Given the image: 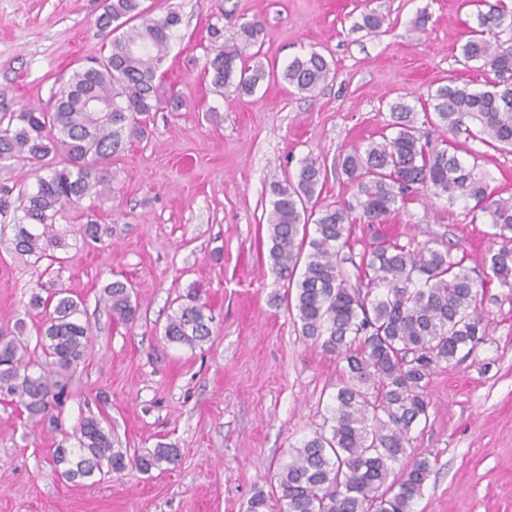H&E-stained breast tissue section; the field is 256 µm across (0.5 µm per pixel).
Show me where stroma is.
Here are the masks:
<instances>
[{"mask_svg":"<svg viewBox=\"0 0 512 512\" xmlns=\"http://www.w3.org/2000/svg\"><path fill=\"white\" fill-rule=\"evenodd\" d=\"M182 23L163 64V89L179 108L156 112L147 138L112 161V192L55 219L65 234L54 259L13 254V214L0 215V330L35 340L44 317L32 292L65 289L81 299L88 353L73 372L58 427L28 422L0 401V512H246L271 492L290 449L320 430L341 367L295 322L286 281L273 271L266 217L270 184L314 158L326 173L319 205L350 199L342 157L378 138L389 106L422 109L449 82L482 87L490 69L464 62L473 0H143ZM104 0H0V113L47 108L73 71L91 65L106 39ZM384 33L357 30L364 12ZM259 19L249 65L270 71L254 93L214 95L205 62L210 25L232 37ZM322 54L331 74L315 94L280 78L298 56ZM491 189L512 195V152L456 138ZM101 240L85 244L88 217ZM448 243L481 270L489 225L470 223L464 202L417 195L381 224L356 223L363 250L374 238ZM119 280L133 290L134 323L113 320L101 300ZM212 310V342L168 344L162 328L189 289ZM486 336L462 360L441 363L428 386L429 420L412 433L411 456L432 474L415 512H512V292L487 285L477 298ZM106 418L129 454L174 446L166 470L105 473L92 483L61 478L57 446H73L87 416Z\"/></svg>","mask_w":512,"mask_h":512,"instance_id":"35a3bbf8","label":"stroma"}]
</instances>
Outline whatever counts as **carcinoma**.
Returning <instances> with one entry per match:
<instances>
[{"label":"carcinoma","instance_id":"obj_1","mask_svg":"<svg viewBox=\"0 0 512 512\" xmlns=\"http://www.w3.org/2000/svg\"><path fill=\"white\" fill-rule=\"evenodd\" d=\"M476 25L461 46L465 62H479L496 79L483 89L453 83L430 95L423 120L413 106H390L391 135L346 154L342 173L355 188L353 199L308 209L323 176L313 159L303 162L298 180L272 185L267 218L269 259L280 278L295 282L297 322L302 335L342 363V378L327 406L326 428L289 453L275 475L277 493L257 492L247 512H414L431 473L424 458L408 460L413 427L429 419L427 384L434 368L455 360L484 336L476 306L479 289L497 281L512 293V196L489 189L475 166L456 155L454 138L512 151V9L503 0H478ZM137 19L139 24L120 32ZM181 16L152 15L142 0H109L100 28L109 41L94 65L73 72L55 94L51 108L30 107L0 116V174L19 164L34 166L35 189L20 196L22 216L14 224V252L40 260L61 246L55 218L87 196L111 190L112 158L133 138L145 135L151 113L168 104L159 94L158 72ZM261 22L240 24L224 40L210 27L206 71L220 97L252 93L266 78L246 59L256 46ZM330 67L312 52L291 61L284 81L312 94ZM445 134L432 143L424 126ZM426 191L448 205L472 201L470 223L492 226L496 248L483 260L485 279L473 276L463 259L438 242L402 243L382 239L354 259L351 224H378ZM351 264L365 281L353 284ZM112 317L135 321L132 289L121 281L104 287ZM30 305L45 310L37 334L45 362L33 371L28 344L0 341V399L16 402L34 424L58 423L69 373L83 361L89 324L81 303L59 289ZM211 310L196 291L167 317L163 338L195 349L211 341ZM77 447L54 449L52 461L68 481H84L107 469L134 468L143 474L178 462L176 448L159 445L133 457L120 448L95 417L82 421Z\"/></svg>","mask_w":512,"mask_h":512}]
</instances>
